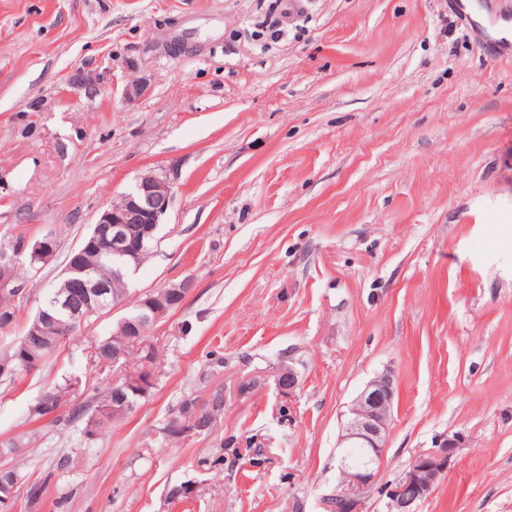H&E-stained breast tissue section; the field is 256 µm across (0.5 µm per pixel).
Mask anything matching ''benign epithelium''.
Returning <instances> with one entry per match:
<instances>
[{
	"instance_id": "obj_1",
	"label": "benign epithelium",
	"mask_w": 512,
	"mask_h": 512,
	"mask_svg": "<svg viewBox=\"0 0 512 512\" xmlns=\"http://www.w3.org/2000/svg\"><path fill=\"white\" fill-rule=\"evenodd\" d=\"M173 200L174 186L170 178L152 173L143 175L128 192L99 214L89 241H103L112 251L135 264L146 241L153 238L162 224ZM135 224L140 228L134 229ZM56 246L55 237L47 234L34 243L31 257L47 262L54 256ZM14 263L15 254L5 249L0 251V293H12L17 298L26 295V289L13 282L11 269ZM62 277L68 287L56 294L55 303L67 310L74 320L82 321L99 312L102 297L109 288L103 271L84 267L81 252L78 251L68 261ZM395 382L396 376L392 370L378 374L349 406L338 436V447L363 448L366 453L356 462L347 453L340 457V479L335 491L324 501L327 512H362L388 441ZM276 383L283 394L293 395L299 387L297 371L293 366H288V372L278 373ZM465 443L464 435L455 433L439 443L441 450L416 457L388 492L389 512H418L419 504L431 494L458 449L464 447Z\"/></svg>"
}]
</instances>
